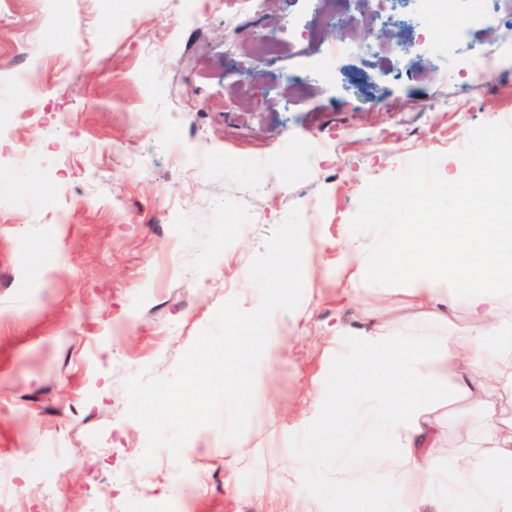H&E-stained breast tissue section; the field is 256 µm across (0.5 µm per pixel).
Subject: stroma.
Wrapping results in <instances>:
<instances>
[{"label":"stroma","mask_w":512,"mask_h":512,"mask_svg":"<svg viewBox=\"0 0 512 512\" xmlns=\"http://www.w3.org/2000/svg\"><path fill=\"white\" fill-rule=\"evenodd\" d=\"M415 9L361 27L372 52L324 75L301 39L313 0H268L232 22L222 0H0V495L12 512H104L126 469L138 488L126 512L155 500L330 512L288 466L340 354L370 331L365 304L384 299L355 293L337 261L373 221L367 198L412 170L438 178L512 117V67L468 98L447 75L465 51L403 54ZM269 28L285 45L274 64L247 50ZM289 70L311 77L309 96L280 82ZM296 224L289 347L266 392L225 407L224 312L252 313L243 276L266 272ZM138 391L168 395L190 423L134 409ZM231 444L243 455L225 456ZM51 448L66 451L64 474Z\"/></svg>","instance_id":"stroma-1"}]
</instances>
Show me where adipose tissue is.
<instances>
[{"instance_id": "adipose-tissue-1", "label": "adipose tissue", "mask_w": 512, "mask_h": 512, "mask_svg": "<svg viewBox=\"0 0 512 512\" xmlns=\"http://www.w3.org/2000/svg\"><path fill=\"white\" fill-rule=\"evenodd\" d=\"M465 170L378 197L381 209L426 205L431 221L376 225L371 244L351 243L341 259L351 283L399 300L368 310L373 330L342 357L314 445L289 469L315 477L335 512H364L381 484L399 512H512V203L493 185L487 211L461 223L451 203ZM299 242L289 235L265 277L246 278L252 316L225 317V406L260 394L282 357L279 310ZM451 436L455 465L444 455ZM363 451L373 461L365 476L353 464Z\"/></svg>"}]
</instances>
